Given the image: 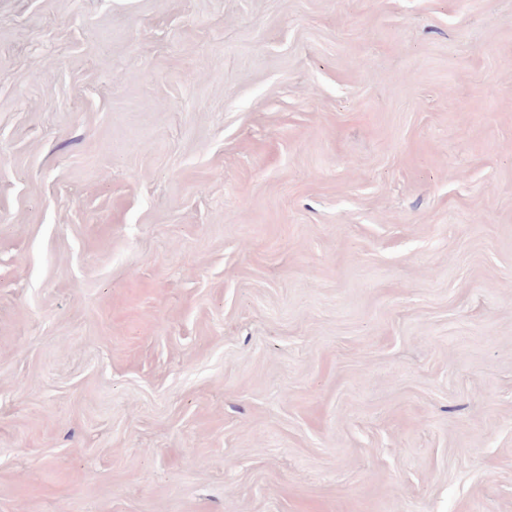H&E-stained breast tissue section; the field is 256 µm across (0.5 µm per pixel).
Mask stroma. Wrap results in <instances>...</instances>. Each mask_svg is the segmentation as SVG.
I'll use <instances>...</instances> for the list:
<instances>
[{"instance_id": "35a3bbf8", "label": "stroma", "mask_w": 512, "mask_h": 512, "mask_svg": "<svg viewBox=\"0 0 512 512\" xmlns=\"http://www.w3.org/2000/svg\"><path fill=\"white\" fill-rule=\"evenodd\" d=\"M0 512H512V0H0Z\"/></svg>"}]
</instances>
